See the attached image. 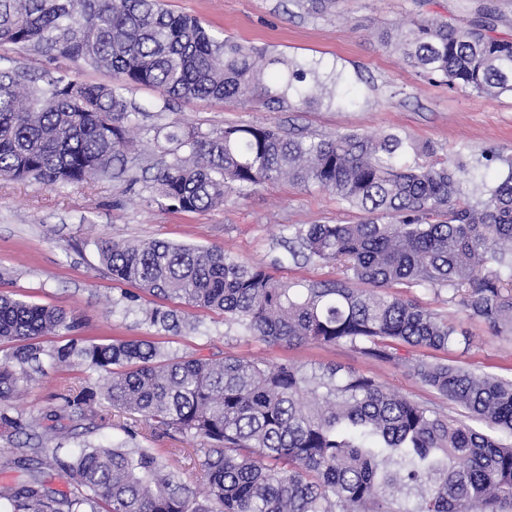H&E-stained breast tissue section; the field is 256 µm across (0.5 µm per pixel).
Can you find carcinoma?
I'll return each instance as SVG.
<instances>
[{
  "instance_id": "cac0c4a2",
  "label": "carcinoma",
  "mask_w": 512,
  "mask_h": 512,
  "mask_svg": "<svg viewBox=\"0 0 512 512\" xmlns=\"http://www.w3.org/2000/svg\"><path fill=\"white\" fill-rule=\"evenodd\" d=\"M327 12L335 0H293ZM492 8L464 25L430 16L395 25L384 44L430 80L470 95L512 93V40L493 34ZM0 44L109 69L120 85H88L45 71L0 70V178L46 186L108 174L131 144L140 110L133 86L174 99L302 110L354 103L350 83L320 64L216 36L161 0H0ZM153 177L173 209L204 211L228 196L286 179L314 184L368 214L357 224L292 226V258L335 262L332 281L279 280L222 249L162 239L97 243L115 281L224 314L271 344L345 343L389 361L462 409L481 428L412 400L376 379L336 367L308 371L226 356H177L146 339L96 343L65 310L0 294L2 405L32 380L29 366L80 364L108 374L98 391L62 395L47 417L94 419L106 400L206 447V494L182 483L153 448L84 442L74 452L18 448L3 468L29 479L0 489V512H512V379L453 362L407 358L400 342L435 350L469 345L466 332L393 288L447 293L448 303L496 334L512 332V161L497 183H476L481 163L462 154L421 163L395 133L306 138L265 126L184 131L170 126ZM474 199L461 201V186ZM367 288H362V285ZM151 324H179L155 308ZM67 334L47 348L41 338ZM50 468L67 490L41 477ZM417 492L412 508L397 496Z\"/></svg>"
}]
</instances>
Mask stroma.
<instances>
[{
	"mask_svg": "<svg viewBox=\"0 0 512 512\" xmlns=\"http://www.w3.org/2000/svg\"><path fill=\"white\" fill-rule=\"evenodd\" d=\"M177 14L198 18L214 33L252 43L297 59H316L323 71H342L359 91L353 106L318 111L269 110L203 98L166 101L155 88L135 86L128 93L142 110L136 142L127 154L128 172L81 184L48 187L36 180H0V292L76 315L80 333L98 343L148 338L170 353H199L215 359L235 356L276 364L287 360L304 368L335 366L374 377L415 400L437 402V394L394 364L368 358L345 344L283 346L240 336L222 314L178 308V329L150 326L145 312L157 299L134 285L113 281L102 267L95 243L164 239L177 244L217 247L249 264L264 266L284 281L317 282L339 278L336 264L292 259L285 243L292 224H356L363 211L349 207L317 186L288 181L247 194H231L223 206L201 212L173 211L151 189V165L165 144L158 130L177 124L204 132L227 126L261 125L298 129L313 136L357 131L380 137L399 131L430 146L443 160L466 149L512 156V95L478 99L431 81L410 67L401 52L386 46L382 32L395 23L432 14L465 23L486 4L496 9L498 36L512 38V0H337L325 13H308L292 0H164ZM21 66L33 73L52 70L88 84H109L112 72L33 48L0 45V68ZM408 297L455 322L472 343L453 360L477 372L512 378V332L493 335L488 326L467 319L457 308L427 290ZM89 375L73 365L47 369L10 401L9 413L28 430H39L44 414L61 393L82 386ZM100 428L78 426L62 440L63 450L82 442L126 440L130 418L102 403ZM140 447L164 451L167 465L183 483L204 492L206 481L192 441L179 434L148 439L138 423Z\"/></svg>",
	"mask_w": 512,
	"mask_h": 512,
	"instance_id": "35a3bbf8",
	"label": "stroma"
}]
</instances>
